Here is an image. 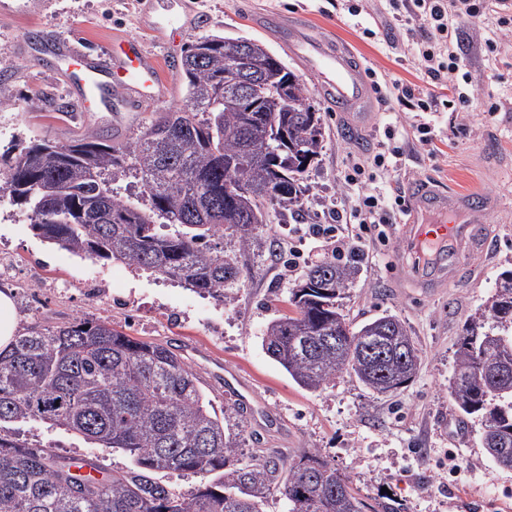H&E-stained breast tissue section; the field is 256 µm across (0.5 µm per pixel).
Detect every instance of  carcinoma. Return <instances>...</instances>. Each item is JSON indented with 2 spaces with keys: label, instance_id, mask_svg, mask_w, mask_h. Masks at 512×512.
Instances as JSON below:
<instances>
[{
  "label": "carcinoma",
  "instance_id": "obj_1",
  "mask_svg": "<svg viewBox=\"0 0 512 512\" xmlns=\"http://www.w3.org/2000/svg\"><path fill=\"white\" fill-rule=\"evenodd\" d=\"M191 42L179 73L184 108L162 111L135 140L109 144L97 133L26 147L27 161L0 157V195L23 199L43 241L77 256L120 261L183 282L202 294L228 298L241 269L214 243L224 231L243 247L256 238L263 213L244 199L224 198L228 182L244 183L284 209L303 205V174L320 153L322 120L313 106L283 112L276 102L288 88L307 101L300 77L284 63L260 79L265 115L287 126L296 150H278L274 135L258 128L259 112L226 104L234 94L226 76L233 38L212 35ZM134 177L146 207L120 196ZM357 272L354 260H324L291 292L292 314L272 320L262 346L302 388L318 391L347 370L366 388L384 394L409 383L421 366L420 350L405 321L385 314L353 328L338 299ZM512 358V270L467 325L455 352L448 393L460 421L476 418L506 448L512 468V389L485 376L487 364ZM240 410L217 414L196 375L168 344L148 342L105 320L75 319L15 337L0 351V423L35 419L63 427L103 449L119 448L134 461L130 472L80 479L74 463L47 449L34 450L0 436V512H261L275 485L289 512H363L366 504L334 464L317 452L288 462L239 459L224 424ZM215 476L189 497L173 494L152 474ZM83 482L80 491L68 483Z\"/></svg>",
  "mask_w": 512,
  "mask_h": 512
}]
</instances>
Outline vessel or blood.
<instances>
[{"mask_svg": "<svg viewBox=\"0 0 512 512\" xmlns=\"http://www.w3.org/2000/svg\"><path fill=\"white\" fill-rule=\"evenodd\" d=\"M185 0H143L142 13L156 28L169 30L179 23V5ZM263 25L276 28L291 52L318 78L319 93L360 127L372 101V90L354 53L328 39L312 34L306 21L283 23L274 15ZM44 52L62 68L64 76L80 85L90 104L117 97L126 110L137 108L140 97L161 102L164 90L159 81L156 57L144 52L132 39L112 42L97 51L77 40L53 39ZM408 220L402 227L404 244L412 262L417 287L428 290L458 280L468 254L487 243L485 207L470 193L449 196L437 184L421 183L408 196Z\"/></svg>", "mask_w": 512, "mask_h": 512, "instance_id": "1", "label": "vessel or blood"}]
</instances>
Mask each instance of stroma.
I'll return each mask as SVG.
<instances>
[{"instance_id": "obj_1", "label": "stroma", "mask_w": 512, "mask_h": 512, "mask_svg": "<svg viewBox=\"0 0 512 512\" xmlns=\"http://www.w3.org/2000/svg\"><path fill=\"white\" fill-rule=\"evenodd\" d=\"M184 29L158 40L141 19V0H44L34 17L0 15V155L44 138L68 142L97 132L113 143L133 140L158 108L182 106L181 58L192 40L210 35L264 42L309 89L323 119L321 154L304 175L298 212H270L258 241L241 247L225 234L224 252L244 274L229 300L195 292L180 282L119 261L80 258L37 237L23 206L0 197V255L25 274L0 281L10 290L19 333L58 326L76 318L105 319L135 338L171 344L198 376L216 409L236 405L242 421H230L244 456L275 454L292 459L318 450L346 475L360 498L381 502L389 489L399 512H512V470L499 469L480 442L478 427L458 425L448 396L454 352L467 321L494 292L501 272L512 269V44L488 61L486 31L460 27L456 50L468 69L481 72L485 93L499 109L455 112L446 102L453 89L434 87L412 60L413 50L392 18L390 0H366L350 15L347 0H191ZM308 24L347 44L365 71L381 83L399 81L438 98L430 112L394 111L382 93L364 130L348 133L346 120L316 89V78L295 60L278 34L258 26L263 13ZM374 31L366 38L364 29ZM78 39L101 48L112 40L137 39L158 57L169 88L164 105L144 102L133 112L83 111L81 94L42 54L44 37ZM432 131L418 141V125ZM403 150L397 168L370 167L359 186L374 185L382 199L422 181L452 192L486 198L490 245L472 254L471 277L430 294L409 279L400 225L370 228L358 272L340 303L353 325L390 313L411 327L422 364L411 382L392 394H374L343 371L325 389L299 387L262 348L267 325L291 306V291L307 269L330 256L328 239L310 236L313 224L331 221L346 164L372 158L385 129ZM0 433L66 458L93 461L99 474L132 470L128 453L103 451L81 436L48 424L11 421Z\"/></svg>"}]
</instances>
